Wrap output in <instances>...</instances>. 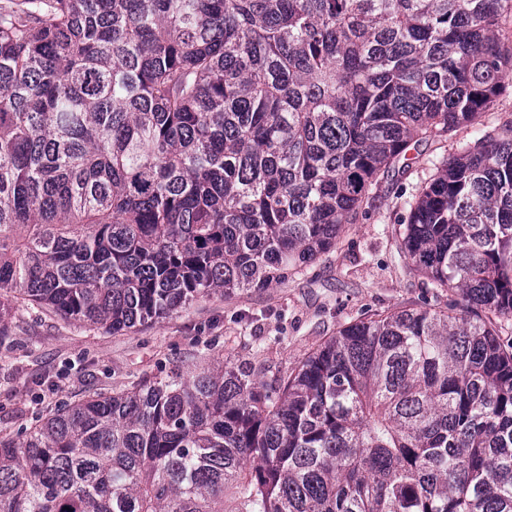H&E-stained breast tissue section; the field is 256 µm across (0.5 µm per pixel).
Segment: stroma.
<instances>
[{
  "mask_svg": "<svg viewBox=\"0 0 512 512\" xmlns=\"http://www.w3.org/2000/svg\"><path fill=\"white\" fill-rule=\"evenodd\" d=\"M504 83L494 109L451 132L443 153L456 155L512 123V77ZM432 169L422 155L407 173L379 180L336 245L304 272L267 288L211 294L132 332L79 326L14 304L10 338L0 344V436H19L92 392L225 359L289 369L354 320L426 303L446 307L452 294L403 268L396 253L407 202Z\"/></svg>",
  "mask_w": 512,
  "mask_h": 512,
  "instance_id": "obj_1",
  "label": "stroma"
}]
</instances>
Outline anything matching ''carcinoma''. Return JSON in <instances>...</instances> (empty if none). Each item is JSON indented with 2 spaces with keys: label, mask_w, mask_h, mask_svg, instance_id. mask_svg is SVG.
I'll list each match as a JSON object with an SVG mask.
<instances>
[{
  "label": "carcinoma",
  "mask_w": 512,
  "mask_h": 512,
  "mask_svg": "<svg viewBox=\"0 0 512 512\" xmlns=\"http://www.w3.org/2000/svg\"><path fill=\"white\" fill-rule=\"evenodd\" d=\"M512 0H0V340L130 331L336 245L414 140L489 111ZM404 267L444 310L291 370L93 393L0 439V512H512V125L433 163Z\"/></svg>",
  "instance_id": "carcinoma-1"
}]
</instances>
